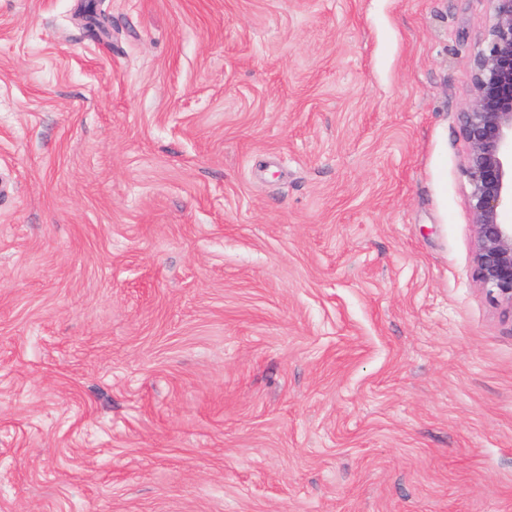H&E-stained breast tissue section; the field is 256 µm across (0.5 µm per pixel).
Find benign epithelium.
I'll use <instances>...</instances> for the list:
<instances>
[{
	"instance_id": "obj_1",
	"label": "benign epithelium",
	"mask_w": 512,
	"mask_h": 512,
	"mask_svg": "<svg viewBox=\"0 0 512 512\" xmlns=\"http://www.w3.org/2000/svg\"><path fill=\"white\" fill-rule=\"evenodd\" d=\"M493 22L471 63L473 104L461 115L463 173L474 217L473 276L512 310V0H491Z\"/></svg>"
}]
</instances>
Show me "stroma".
<instances>
[{
	"label": "stroma",
	"mask_w": 512,
	"mask_h": 512,
	"mask_svg": "<svg viewBox=\"0 0 512 512\" xmlns=\"http://www.w3.org/2000/svg\"><path fill=\"white\" fill-rule=\"evenodd\" d=\"M87 1L0 0V512H512L491 0ZM493 22L471 63L473 104L461 115L463 173L474 217L473 276L512 311V0H491Z\"/></svg>",
	"instance_id": "stroma-1"
}]
</instances>
